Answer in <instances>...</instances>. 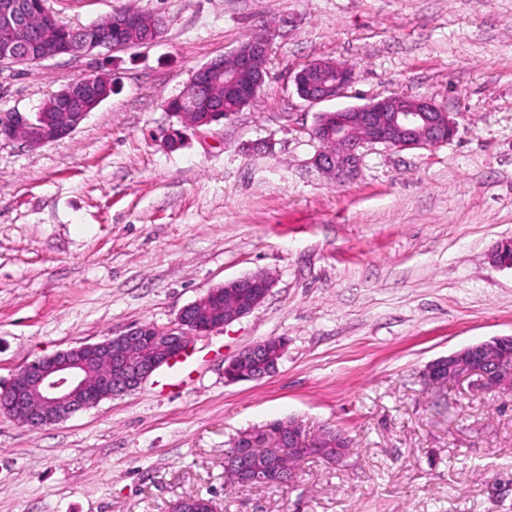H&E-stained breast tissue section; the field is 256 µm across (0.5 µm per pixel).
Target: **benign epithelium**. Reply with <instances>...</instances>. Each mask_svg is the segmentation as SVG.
I'll return each instance as SVG.
<instances>
[{
	"mask_svg": "<svg viewBox=\"0 0 512 512\" xmlns=\"http://www.w3.org/2000/svg\"><path fill=\"white\" fill-rule=\"evenodd\" d=\"M108 20L132 34L146 33L144 43L153 44L163 34L144 14L135 11L111 14ZM61 22L46 3L0 0V63H41L61 55L109 53L112 43L83 42L77 37L61 39ZM271 35L257 30L229 56L230 65L214 58L198 68L178 95L190 106L201 92L224 87V96L249 103L269 75ZM351 69L327 60L305 66L295 78L300 97L315 105L339 97L351 84ZM112 95V78L97 71L84 73L47 99L35 113L15 110L0 113V145L18 141L17 131L27 132L25 146L40 148L71 135L103 101ZM456 125L450 114L428 98H413L403 104L392 96L376 98L360 106L323 113L312 127L313 138L322 136L329 147L319 150L311 164L322 174L344 183L355 180L362 165L361 148L383 144L395 149L436 147L450 140ZM248 287L243 292L242 287ZM272 282L264 274L227 280L209 289L202 298L184 306L165 328L152 323L136 324L95 343H82L34 360L23 366L9 385L0 390V414L32 430L59 423L78 411L138 389L164 365L185 355L195 336L211 333L240 320L267 297ZM236 299L224 311L212 303ZM512 336H498L439 357L426 365L421 378L460 382L472 377L486 391L512 386ZM286 340L265 339L239 352L224 365L229 383L247 378L259 380L274 373L284 353ZM250 361L258 370L242 377L237 367Z\"/></svg>",
	"mask_w": 512,
	"mask_h": 512,
	"instance_id": "obj_1",
	"label": "benign epithelium"
}]
</instances>
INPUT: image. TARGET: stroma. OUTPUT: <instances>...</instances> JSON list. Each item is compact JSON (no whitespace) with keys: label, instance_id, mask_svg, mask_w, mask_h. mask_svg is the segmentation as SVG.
Returning a JSON list of instances; mask_svg holds the SVG:
<instances>
[{"label":"stroma","instance_id":"1","mask_svg":"<svg viewBox=\"0 0 512 512\" xmlns=\"http://www.w3.org/2000/svg\"><path fill=\"white\" fill-rule=\"evenodd\" d=\"M74 26L130 7L165 22L110 52L119 87L70 136L0 146V383L23 365L139 323L169 326L212 286L271 276L264 302L194 337L178 375L32 432L0 415V512H512V388L425 386L431 361L512 335V0H48ZM274 34L254 103L164 147L168 101L260 28ZM352 68L311 105L295 74ZM93 56L0 64V111H36ZM390 94L432 99L457 126L431 148L368 144L339 185L308 165L317 113ZM271 336L270 377L224 364ZM293 419L338 428L342 460L282 487L234 486L240 432Z\"/></svg>","mask_w":512,"mask_h":512}]
</instances>
